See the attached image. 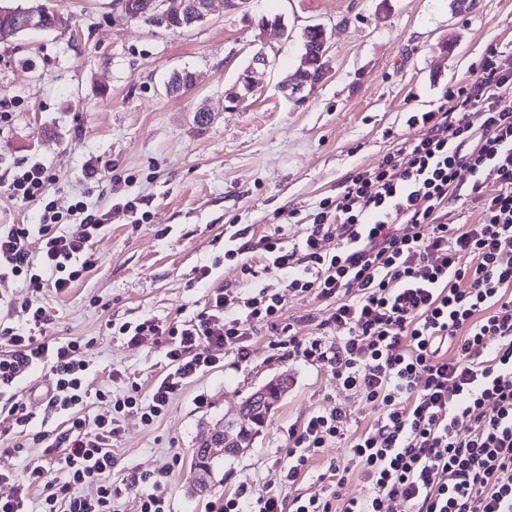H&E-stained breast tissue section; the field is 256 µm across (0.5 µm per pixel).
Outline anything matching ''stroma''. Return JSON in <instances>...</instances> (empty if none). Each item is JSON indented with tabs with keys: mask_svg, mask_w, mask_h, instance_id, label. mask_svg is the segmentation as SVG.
Listing matches in <instances>:
<instances>
[{
	"mask_svg": "<svg viewBox=\"0 0 512 512\" xmlns=\"http://www.w3.org/2000/svg\"><path fill=\"white\" fill-rule=\"evenodd\" d=\"M45 2L70 16V30L0 44V107L13 114L0 130V225L38 223L42 203L6 193L11 175L34 162L52 176L48 197L57 211L82 200L102 216L92 270L68 292L46 287L37 299L52 316L44 336L89 341L93 386L116 395L133 381L149 395L167 361L154 337L132 345L113 324L189 318L211 289L240 286L239 260L223 257L225 225L259 236L279 223L297 241L321 199L412 137L408 111L444 105L488 45L512 63V0H475L462 10L453 0H249L239 9L218 2L188 30L126 20L118 0ZM264 18L269 26H261ZM315 24L330 36L328 75L302 99L284 97L279 87L297 67L304 30ZM258 51L269 66L258 68L254 94L229 107L225 90ZM183 68L196 73V85L167 93L169 75ZM98 160L109 173L87 178V164ZM132 198L140 199L144 222L123 211ZM204 266L211 274L202 280ZM328 315L325 303L286 301L297 339L314 337ZM249 342L245 363L236 343L218 349V367L191 380L153 424L121 415L112 468L119 512H139L141 475L164 466L171 512H206L241 485L258 499L281 483L294 425L338 405L352 422L369 421L368 408L326 363L289 355L263 327ZM284 375L290 387L251 448L216 460L206 489L196 490L192 464L202 436ZM53 383L39 369L19 385L31 415L26 433L0 423V472L16 481L42 455L33 434L58 431L57 415L41 399ZM15 442L21 452L12 451Z\"/></svg>",
	"mask_w": 512,
	"mask_h": 512,
	"instance_id": "1",
	"label": "stroma"
}]
</instances>
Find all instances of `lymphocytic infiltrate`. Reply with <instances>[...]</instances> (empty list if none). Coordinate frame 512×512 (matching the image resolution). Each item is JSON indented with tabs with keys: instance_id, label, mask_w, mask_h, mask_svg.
<instances>
[{
	"instance_id": "obj_1",
	"label": "lymphocytic infiltrate",
	"mask_w": 512,
	"mask_h": 512,
	"mask_svg": "<svg viewBox=\"0 0 512 512\" xmlns=\"http://www.w3.org/2000/svg\"><path fill=\"white\" fill-rule=\"evenodd\" d=\"M447 101L410 113L415 137L323 198L297 242L277 229L254 242L244 230L231 233L224 256L240 259L250 288L213 289L200 312L173 323L148 317L119 325L128 343L163 341L169 371L149 397L135 383L119 397L91 390L82 340L42 341L34 331L51 316L24 300L31 332H0V411L12 427H27L16 388L50 369L56 380L44 402L61 416L62 430L43 452L59 454L60 473L32 464L15 484L0 472V483L13 485L0 512H28L34 488L39 512H112L119 413L153 422L188 380L218 366L212 348L237 342L239 361H248L246 336L259 325L286 337L289 352L331 366L373 417L352 431L345 408L312 414L288 434L284 489L254 501L239 489L215 512H333L336 499L340 512H512V68L496 46ZM463 196L477 211L470 224L448 219L449 205ZM70 213L66 232L56 213L34 230L1 224L0 281L64 293L91 270L102 223L81 201ZM329 239L335 252L322 247ZM290 294L328 303L324 325L336 331L335 343L291 337L283 322ZM92 398L109 402L110 411L87 418ZM344 438L366 494L341 499L347 471L333 464L330 495H288L313 460ZM88 483L94 495L81 494Z\"/></svg>"
}]
</instances>
